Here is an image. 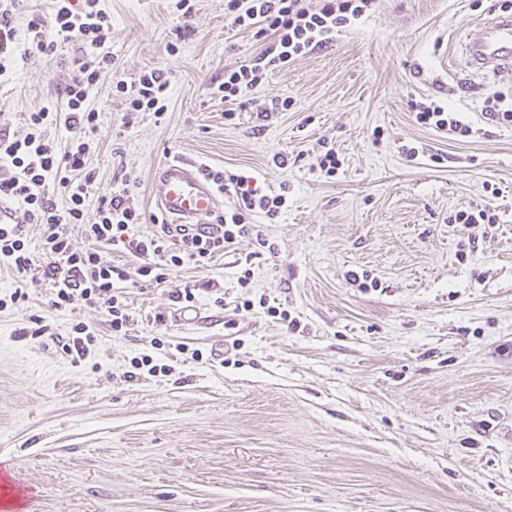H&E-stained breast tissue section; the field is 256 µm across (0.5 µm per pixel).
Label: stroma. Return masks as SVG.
Returning a JSON list of instances; mask_svg holds the SVG:
<instances>
[{
  "label": "stroma",
  "instance_id": "35a3bbf8",
  "mask_svg": "<svg viewBox=\"0 0 512 512\" xmlns=\"http://www.w3.org/2000/svg\"><path fill=\"white\" fill-rule=\"evenodd\" d=\"M101 6L118 77L160 68L171 83L166 120L128 128L109 85L90 96L87 222L125 171L152 231L153 172L174 156L251 177L288 209L250 216L252 234L210 267L127 285L122 335L103 307L54 309L50 284L0 268V298L23 294L0 310V462L35 488L34 512H512V125L482 110L492 94L512 109V70L467 60L482 19L512 0H376L228 104L211 83L265 40L232 29L224 0H195L186 23L171 0ZM69 77L55 57L13 67L0 125L62 111ZM274 98L288 110L260 120ZM415 100L470 135L418 124ZM327 147L341 160L330 177ZM487 200L495 233L449 223ZM188 282L191 327L173 319ZM80 321L84 358L64 348ZM145 354L161 373L127 380Z\"/></svg>",
  "mask_w": 512,
  "mask_h": 512
}]
</instances>
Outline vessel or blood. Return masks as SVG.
Listing matches in <instances>:
<instances>
[{
  "label": "vessel or blood",
  "mask_w": 512,
  "mask_h": 512,
  "mask_svg": "<svg viewBox=\"0 0 512 512\" xmlns=\"http://www.w3.org/2000/svg\"><path fill=\"white\" fill-rule=\"evenodd\" d=\"M475 58L497 69L512 66V18H494L481 25ZM160 187L157 210L170 224H216L224 215V195L204 176L195 161L173 157L154 171ZM34 493L16 481L0 485V512H29Z\"/></svg>",
  "instance_id": "vessel-or-blood-1"
}]
</instances>
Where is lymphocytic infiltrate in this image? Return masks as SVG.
Wrapping results in <instances>:
<instances>
[{"instance_id": "lymphocytic-infiltrate-1", "label": "lymphocytic infiltrate", "mask_w": 512, "mask_h": 512, "mask_svg": "<svg viewBox=\"0 0 512 512\" xmlns=\"http://www.w3.org/2000/svg\"><path fill=\"white\" fill-rule=\"evenodd\" d=\"M22 0H0V76L8 63L31 57H57L77 46L74 74L61 94L64 111L43 108L25 113V131L17 134L0 128V203L23 210L24 223L11 212L0 213V262L20 279L48 282L54 290L52 305L75 309L81 305L105 307L113 334L128 330L135 321L117 289L129 281L147 287L169 280L178 268L190 264L207 267L211 260L238 238L249 234V215L277 216L286 204L284 195L268 196L247 178L205 168L204 173L222 191L237 199L233 211L219 224L199 227L155 222L151 233L138 229L143 213L134 197L135 180L123 176L119 184L98 198L96 218L86 223V200L94 182L87 168L90 152L98 145L99 114L87 100L103 83H110L127 119L149 112L163 119L171 75L161 69L144 71L126 81L112 76L109 35L112 17L100 0H51L49 20H31L25 43L16 40L15 18ZM374 0H225L224 13L233 28L256 29L265 47L251 60L224 76L213 89L219 100L236 99L243 89L265 83L275 70L299 56L331 43L337 28L350 24L369 10ZM418 124L465 137L469 125L438 102L414 106ZM66 197L58 207L53 191ZM45 227L41 255H34L24 233L25 224ZM78 224L86 247L74 246L70 225ZM116 246L139 261L134 270L103 262L100 250Z\"/></svg>"}]
</instances>
